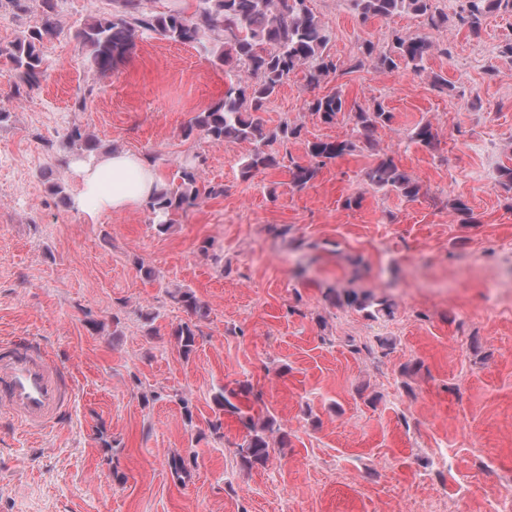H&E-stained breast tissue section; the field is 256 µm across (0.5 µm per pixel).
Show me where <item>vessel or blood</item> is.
<instances>
[{
  "mask_svg": "<svg viewBox=\"0 0 512 512\" xmlns=\"http://www.w3.org/2000/svg\"><path fill=\"white\" fill-rule=\"evenodd\" d=\"M63 372L42 351L0 355V406L31 430L55 423L67 405Z\"/></svg>",
  "mask_w": 512,
  "mask_h": 512,
  "instance_id": "b4317fda",
  "label": "vessel or blood"
}]
</instances>
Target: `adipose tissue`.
Segmentation results:
<instances>
[{"label":"adipose tissue","mask_w":512,"mask_h":512,"mask_svg":"<svg viewBox=\"0 0 512 512\" xmlns=\"http://www.w3.org/2000/svg\"><path fill=\"white\" fill-rule=\"evenodd\" d=\"M69 169L78 183L74 208L88 220L139 207L158 189L154 166L129 151H114L100 158H76Z\"/></svg>","instance_id":"adipose-tissue-1"}]
</instances>
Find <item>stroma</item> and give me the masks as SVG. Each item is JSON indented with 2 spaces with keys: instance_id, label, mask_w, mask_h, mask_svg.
<instances>
[{
  "instance_id": "stroma-1",
  "label": "stroma",
  "mask_w": 512,
  "mask_h": 512,
  "mask_svg": "<svg viewBox=\"0 0 512 512\" xmlns=\"http://www.w3.org/2000/svg\"><path fill=\"white\" fill-rule=\"evenodd\" d=\"M308 5L341 64L360 38L386 45L389 26L422 31L410 14L362 26L347 0ZM440 5L449 20L435 39L448 53L426 73L368 65L321 85L392 112L378 152L420 184L415 201L371 187L364 151L301 192L284 167L241 180L249 144L184 133L228 84L209 55L153 36L111 75L89 69L74 33L112 0H54L62 33L42 46L39 88L15 96L0 57V351L40 347L73 388L39 432L0 412V512H420L426 502L485 512L512 486V301L496 296L501 262L512 261V203L497 186L512 166V57L499 52L512 15L491 13L475 37L455 18L458 0ZM41 10V0L21 10L0 0V45ZM433 72L451 90L438 92ZM308 95L295 75L263 114L271 128L302 125V139L273 146L298 161L307 140L353 129L348 117L325 124L307 112ZM422 121L437 128L436 149L410 142ZM74 126L101 149L152 158L165 183L195 161L202 184L224 192L164 232L143 207L89 221L44 174L73 156ZM355 195L361 205L347 207ZM458 198L476 223L455 222ZM180 288L207 307L187 359L172 335L190 319L173 298ZM331 289L388 299L393 313L333 304ZM242 383L288 434L251 469L235 454L237 418L213 401ZM190 449L197 464L177 480L167 460Z\"/></svg>"
}]
</instances>
